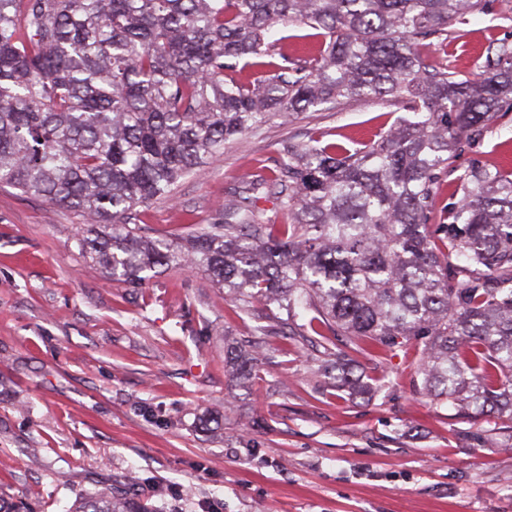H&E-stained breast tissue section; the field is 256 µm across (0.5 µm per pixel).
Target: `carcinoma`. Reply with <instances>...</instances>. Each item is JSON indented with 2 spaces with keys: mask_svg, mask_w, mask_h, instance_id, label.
Masks as SVG:
<instances>
[{
  "mask_svg": "<svg viewBox=\"0 0 512 512\" xmlns=\"http://www.w3.org/2000/svg\"><path fill=\"white\" fill-rule=\"evenodd\" d=\"M494 0H0V184L81 213L78 244L110 278L188 266L245 311H299L370 355L421 344L417 391L512 417V170L474 163L434 217L454 157L512 112V42L471 78L426 52ZM279 25L299 33L272 35ZM298 40L309 56L288 54ZM252 81L233 75L264 65ZM412 113L349 150L311 137L228 195L207 230L144 234L169 200L263 124L346 99ZM286 217L270 224L260 201ZM336 388L377 389L342 350ZM224 363L244 378L255 355ZM73 512H153L104 486Z\"/></svg>",
  "mask_w": 512,
  "mask_h": 512,
  "instance_id": "carcinoma-1",
  "label": "carcinoma"
}]
</instances>
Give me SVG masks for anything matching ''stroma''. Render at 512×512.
Instances as JSON below:
<instances>
[{"mask_svg":"<svg viewBox=\"0 0 512 512\" xmlns=\"http://www.w3.org/2000/svg\"><path fill=\"white\" fill-rule=\"evenodd\" d=\"M493 39L512 41V0L454 24L431 52L465 77ZM403 114L366 98L270 121L142 209L141 225L154 237L197 234L284 147L318 135L352 149ZM476 160L512 169V112L453 167ZM82 222L0 186V497L21 512H67L107 485L154 512H512V419L421 397L412 347L357 357L385 381L351 396L296 321L237 380L224 347L273 325L269 307L243 312L193 270L139 288L110 281L78 245Z\"/></svg>","mask_w":512,"mask_h":512,"instance_id":"35a3bbf8","label":"stroma"}]
</instances>
